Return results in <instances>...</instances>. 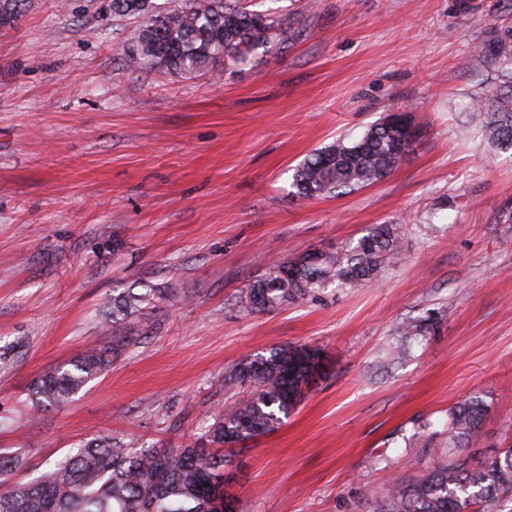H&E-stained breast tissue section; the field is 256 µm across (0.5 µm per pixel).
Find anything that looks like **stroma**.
Instances as JSON below:
<instances>
[{
  "label": "stroma",
  "instance_id": "35a3bbf8",
  "mask_svg": "<svg viewBox=\"0 0 512 512\" xmlns=\"http://www.w3.org/2000/svg\"><path fill=\"white\" fill-rule=\"evenodd\" d=\"M104 0H26L0 27V450L44 468L86 441L179 446L246 398L224 373L281 345L322 368L272 433L230 449L238 512H373L395 480L448 448V411H490L464 448L512 444V151L493 153L463 105L490 83L474 45L512 0H265L294 40L198 76L127 69L132 23ZM420 131L389 176L303 200L314 149L389 113ZM389 224L401 253L381 284L250 313L236 300L271 254L333 252ZM188 281L74 401L33 410L45 370L111 346L101 302L133 283ZM429 319L389 366L397 326Z\"/></svg>",
  "mask_w": 512,
  "mask_h": 512
}]
</instances>
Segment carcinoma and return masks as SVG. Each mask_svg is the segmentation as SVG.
<instances>
[{
  "label": "carcinoma",
  "mask_w": 512,
  "mask_h": 512,
  "mask_svg": "<svg viewBox=\"0 0 512 512\" xmlns=\"http://www.w3.org/2000/svg\"><path fill=\"white\" fill-rule=\"evenodd\" d=\"M24 0H0V26L13 23ZM115 19H135L124 64L132 70L166 69L196 75L237 63L258 49L276 52L295 31L288 17L253 9V0H107ZM495 73L485 96L465 104L469 118L499 150H512V26L495 28L473 47ZM415 142L402 119L388 115L359 138L314 150L294 170L292 187L304 200L347 194L382 180L404 160ZM400 251L389 224L374 227L357 243L336 252L306 250L271 262L266 276L238 297L254 313L316 299L330 285L357 288L384 278ZM196 288L151 283L131 285L106 299L98 310L112 348H92L45 371L28 390L37 409L68 403L88 382L129 350L136 338L157 330L156 311ZM409 339L422 336L421 319L400 325ZM321 368V352L311 346L284 345L269 355L246 358L224 377L229 387H251L236 406L212 411L196 442L180 448H134L122 439L95 437L29 479L17 455L0 453V512H234L224 497L222 449L244 445L273 432L301 403L304 390ZM489 413L479 397L451 412L448 454L416 482H395L376 512H504L512 503V446L478 461L458 454L476 436Z\"/></svg>",
  "instance_id": "1"
}]
</instances>
